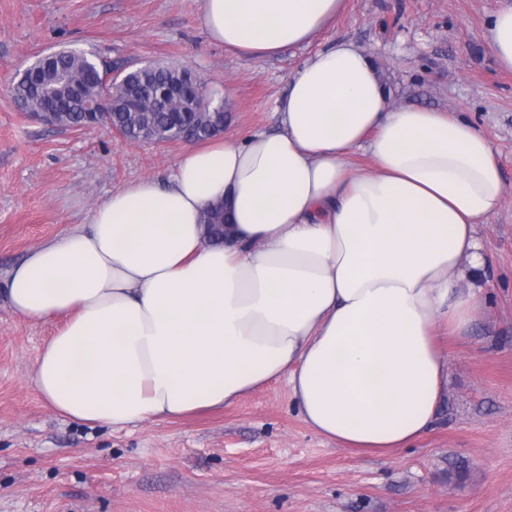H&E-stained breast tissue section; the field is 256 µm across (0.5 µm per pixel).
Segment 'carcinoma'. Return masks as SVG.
<instances>
[{"label":"carcinoma","mask_w":512,"mask_h":512,"mask_svg":"<svg viewBox=\"0 0 512 512\" xmlns=\"http://www.w3.org/2000/svg\"><path fill=\"white\" fill-rule=\"evenodd\" d=\"M126 80L112 82L96 65L95 55L81 50H61L43 67L34 62L17 73L11 85L14 99H21L27 111L39 112L51 99L64 103L56 124L74 128L86 122L88 101H99L109 107L106 120L120 130L150 125L155 139L163 142L175 135L172 113L177 101L163 95L168 86L187 80L188 70L176 65H156L143 75L136 68L125 73ZM224 122V99L208 96V107L190 118L195 139L213 136L211 126ZM211 236L224 237V206L208 211L205 218Z\"/></svg>","instance_id":"cac0c4a2"}]
</instances>
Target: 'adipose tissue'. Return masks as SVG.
Returning a JSON list of instances; mask_svg holds the SVG:
<instances>
[{
    "label": "adipose tissue",
    "instance_id": "1",
    "mask_svg": "<svg viewBox=\"0 0 512 512\" xmlns=\"http://www.w3.org/2000/svg\"><path fill=\"white\" fill-rule=\"evenodd\" d=\"M346 0H202L208 38L261 59L309 43ZM486 39L512 71V5ZM279 128L190 144L87 224L0 279L12 309L60 319L33 382L63 418L123 428L221 409L286 382L306 425L392 455L443 404L441 335L482 304L477 236L502 207L487 137L454 112L393 105L370 52L339 40L289 76ZM367 150L371 167L356 165ZM228 208L224 242L201 217Z\"/></svg>",
    "mask_w": 512,
    "mask_h": 512
}]
</instances>
